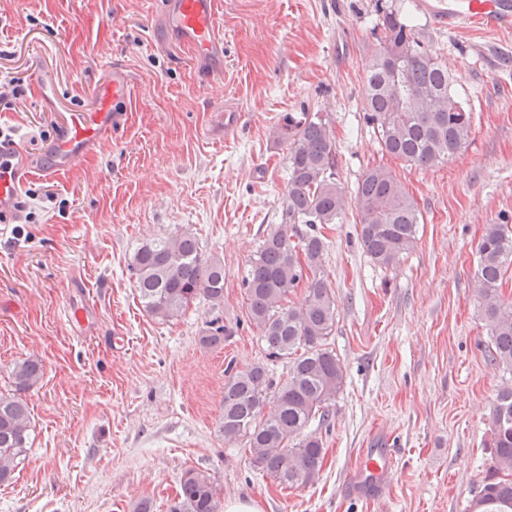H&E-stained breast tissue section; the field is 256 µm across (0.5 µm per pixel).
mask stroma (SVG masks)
Segmentation results:
<instances>
[{
	"label": "stroma",
	"instance_id": "stroma-1",
	"mask_svg": "<svg viewBox=\"0 0 512 512\" xmlns=\"http://www.w3.org/2000/svg\"><path fill=\"white\" fill-rule=\"evenodd\" d=\"M153 0H0V70L32 84L52 73L61 106L27 93L0 105V130L31 155L65 106L96 104L113 64L138 89L127 124L69 172L25 182L26 217L0 224V392L20 360L41 361L27 394L30 450L0 512H169L185 470L209 472L220 503L262 512H469L491 465L489 416L501 373L473 287L490 224L512 225V29L449 30L420 0H222L224 66L199 70L161 34ZM402 6L419 40L447 67L472 113L469 141L436 167L382 151L366 124V70L380 48L379 5ZM239 114L224 130V110ZM288 112L327 118L347 197L382 165L423 215L394 267L364 252L355 206L323 231L335 294L327 339L344 382L317 427V479L278 485L225 443L224 369L264 356L242 277L278 223L288 146L273 131ZM189 230L224 265V303L192 304L161 321L143 308L128 263L145 241ZM80 287H73V280ZM96 308L98 335L69 321ZM221 317L223 345L201 342ZM398 461L392 486L369 502L346 490L348 470L376 434Z\"/></svg>",
	"mask_w": 512,
	"mask_h": 512
}]
</instances>
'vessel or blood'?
<instances>
[{
	"label": "vessel or blood",
	"mask_w": 512,
	"mask_h": 512,
	"mask_svg": "<svg viewBox=\"0 0 512 512\" xmlns=\"http://www.w3.org/2000/svg\"><path fill=\"white\" fill-rule=\"evenodd\" d=\"M462 8L435 0L434 12L442 23L465 20L494 27L512 23V0H462ZM160 26L166 36L187 47L200 68L223 63L224 42L219 33L220 0H159ZM135 84L128 70L113 66L108 81L98 88L92 110L72 109L57 125L39 157H32L14 141L0 142V223H12L23 184L32 172L54 176L71 170L99 143L115 134L129 119ZM385 437L363 449L347 476L349 490L366 500L382 497L395 471L392 449Z\"/></svg>",
	"instance_id": "1"
}]
</instances>
